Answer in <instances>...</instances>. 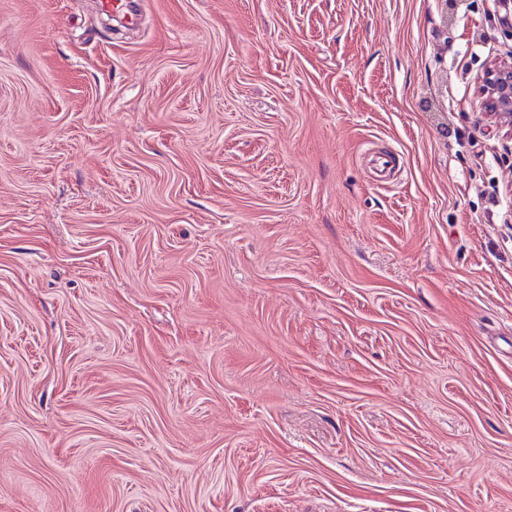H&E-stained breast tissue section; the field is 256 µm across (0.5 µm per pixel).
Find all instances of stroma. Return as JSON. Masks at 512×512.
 <instances>
[{
	"mask_svg": "<svg viewBox=\"0 0 512 512\" xmlns=\"http://www.w3.org/2000/svg\"><path fill=\"white\" fill-rule=\"evenodd\" d=\"M136 8L0 0V512H512L497 0ZM481 94L484 112L506 124L512 135V67H490L484 78Z\"/></svg>",
	"mask_w": 512,
	"mask_h": 512,
	"instance_id": "stroma-1",
	"label": "stroma"
}]
</instances>
